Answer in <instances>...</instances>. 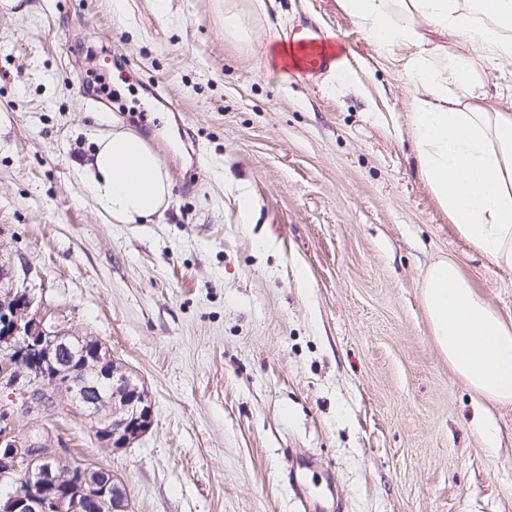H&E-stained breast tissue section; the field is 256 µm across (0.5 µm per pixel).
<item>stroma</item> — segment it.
Instances as JSON below:
<instances>
[{"instance_id":"obj_1","label":"stroma","mask_w":512,"mask_h":512,"mask_svg":"<svg viewBox=\"0 0 512 512\" xmlns=\"http://www.w3.org/2000/svg\"><path fill=\"white\" fill-rule=\"evenodd\" d=\"M155 2L0 7V261L36 317L104 343L154 408L112 452L65 403L0 383L15 434L111 470L131 512H300L288 472L307 457L309 491L342 512H512V403L449 366L421 293L448 256L512 321V266L459 236L421 179L400 57L340 0ZM228 4L249 37L225 33ZM299 28L331 35L347 77L268 63L265 42ZM432 41L474 59L481 107L512 113V64ZM114 130L169 171L151 223H113L84 190Z\"/></svg>"}]
</instances>
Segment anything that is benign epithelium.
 <instances>
[{"label": "benign epithelium", "instance_id": "7a95c632", "mask_svg": "<svg viewBox=\"0 0 512 512\" xmlns=\"http://www.w3.org/2000/svg\"><path fill=\"white\" fill-rule=\"evenodd\" d=\"M35 303L27 288L0 289V352L9 358L0 372L13 386L26 381L35 398L60 397L79 409L103 447H131L153 425L148 391L99 340L60 332L31 315ZM70 469L61 447L49 438L16 437L11 413L0 412V481L24 479L22 490L0 499V512H129L116 476L87 469L74 484Z\"/></svg>", "mask_w": 512, "mask_h": 512}]
</instances>
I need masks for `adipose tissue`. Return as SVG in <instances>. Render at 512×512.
Instances as JSON below:
<instances>
[{"instance_id":"adipose-tissue-1","label":"adipose tissue","mask_w":512,"mask_h":512,"mask_svg":"<svg viewBox=\"0 0 512 512\" xmlns=\"http://www.w3.org/2000/svg\"><path fill=\"white\" fill-rule=\"evenodd\" d=\"M386 52L409 50L415 85L410 123L421 175L459 235L485 257L512 266V113L479 107L485 95L472 59L425 50L426 30L453 35L491 62L512 61V0H341ZM459 91L449 100V87ZM85 188L121 224H146L168 206L172 182L140 136L101 135ZM422 299L449 365L486 400L512 403V323L451 259L426 270Z\"/></svg>"}]
</instances>
